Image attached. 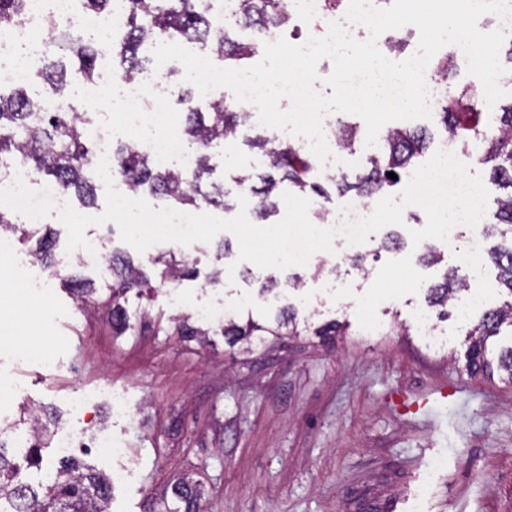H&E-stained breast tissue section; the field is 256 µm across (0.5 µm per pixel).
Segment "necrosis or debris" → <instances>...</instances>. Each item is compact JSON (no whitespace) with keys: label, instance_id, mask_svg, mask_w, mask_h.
I'll list each match as a JSON object with an SVG mask.
<instances>
[{"label":"necrosis or debris","instance_id":"4bbe7bcc","mask_svg":"<svg viewBox=\"0 0 512 512\" xmlns=\"http://www.w3.org/2000/svg\"><path fill=\"white\" fill-rule=\"evenodd\" d=\"M349 0L331 5L329 0H314L309 9L289 8V21L296 41L327 34L332 21L342 19ZM54 20L58 26L79 31L101 40L116 38L120 32L119 20L103 23L100 17L89 14L82 0H28L24 14L15 22L0 26V90L29 83L43 59L53 54L57 39L49 32L46 22ZM173 91L167 87L163 75L150 77L133 75L119 77L116 86L105 85L98 80L81 88V104L101 114L119 110L127 129L135 131L138 140L152 154L154 161L162 165H174L183 174H191L195 158L188 153L179 136L160 137L157 126L166 124L170 112ZM455 255V268L462 271L467 290L457 303L459 317L473 314L483 305V295L478 282L483 272L484 256L488 239L483 227L461 234L452 229L447 244ZM11 261L12 284L26 294L42 297V309H49V292L43 289L34 265L22 255L13 236L0 235V259Z\"/></svg>","mask_w":512,"mask_h":512}]
</instances>
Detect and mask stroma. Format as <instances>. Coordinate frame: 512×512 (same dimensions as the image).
Segmentation results:
<instances>
[{
  "mask_svg": "<svg viewBox=\"0 0 512 512\" xmlns=\"http://www.w3.org/2000/svg\"><path fill=\"white\" fill-rule=\"evenodd\" d=\"M262 131L247 121L210 151L209 179L229 203L243 192L239 170L264 173L247 144ZM104 249L156 282L121 298L128 329L120 336L111 273L60 260V276L48 279L55 315L46 325L24 320L33 304L14 295L0 262V374L19 384L0 426L28 436L35 417L50 416L76 434L75 456L120 475L110 512H162L186 476L200 481L204 512H512V386L467 370L459 319L433 318L446 334L441 343L418 331L425 289L442 273L423 266L418 249L384 251L361 268L349 262L337 275L327 255L289 267L300 280L289 295L299 318L347 322L344 335L269 336L247 350L228 343L221 322L197 315L224 303L258 321L271 312L273 297L258 293L267 272L239 261L232 233L141 254L115 231ZM169 253L190 274L157 283V259ZM76 279L92 282V304L74 294ZM364 305L379 330L360 319ZM183 317L195 335L179 334ZM30 343L57 370L12 355L11 346ZM106 384L127 412L102 399L86 415L70 413L72 397ZM101 427L125 445L124 456L91 448Z\"/></svg>",
  "mask_w": 512,
  "mask_h": 512,
  "instance_id": "obj_1",
  "label": "stroma"
}]
</instances>
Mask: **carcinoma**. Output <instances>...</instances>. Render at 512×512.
<instances>
[{
	"mask_svg": "<svg viewBox=\"0 0 512 512\" xmlns=\"http://www.w3.org/2000/svg\"><path fill=\"white\" fill-rule=\"evenodd\" d=\"M26 0H0V26L11 23L24 11ZM86 11L101 16L112 15L113 0H83ZM240 20L248 27L282 26L288 23L285 0H241ZM125 31L117 45L94 47L83 38L70 33L67 43L58 45L60 54L41 67L36 77L48 85L52 93L61 92L67 82L68 69L80 74L82 81L94 78L98 57L107 54L119 60L122 75L137 73L141 60L140 47L154 36H164L173 30L188 41L211 43L213 51L226 61L240 62L256 52L255 45L242 43L224 30L214 29L207 14L196 0H127L121 16ZM445 134L457 138L460 146L472 152L477 163L490 167V179L507 193L496 199L495 223L485 225V232L497 240L488 251V258L498 269L499 283L508 299L499 307L487 310L479 323L468 333L470 336L469 367L473 372H503L501 380L512 385V347L503 349L497 362L488 359L490 338L500 334L502 327L512 328V101L502 111L489 113L479 108L475 95L448 89L442 100V111L436 113ZM247 113L230 112L220 106L212 111L186 113L181 131L183 141L197 157V166L189 177L172 169H160L149 160L146 150L138 144L123 145L113 152L112 172L127 179L132 188L140 192L149 189L175 201L184 208H194L205 202L224 209L231 205L224 200V187L207 182L210 175V157L207 150L215 141L237 137L245 125ZM89 118L80 112H56L33 97L27 90L17 87L9 92L0 91V155L7 153L20 158L29 170L54 180L65 191L71 189L85 198H93L92 184L85 177L89 168L92 147L85 139L83 129ZM340 146L353 150L360 142L359 132L352 124L340 127ZM384 150L367 158L365 172L351 183L345 174L325 178L342 195L353 191L358 197L381 196L400 183V177L412 166L430 144L424 129L390 130L385 135ZM250 147L262 151L261 157L268 173L262 186L251 185L252 174L244 170L237 182L248 188L255 198L254 211L264 220L278 210L283 192L313 191L326 194L316 181L312 158L300 147L276 139L272 135H258L249 142ZM393 172V180L387 173ZM54 245L52 234L37 237L33 255L47 264ZM112 327L126 328V310L119 296L134 289L150 287L149 280L128 260L112 256ZM299 287V280L288 277L281 280L270 275L261 285V291L272 293L281 284ZM466 289L463 276L454 268H445L441 280L427 288V301L439 309V315L448 316L458 294ZM262 331L276 338L280 336H340L344 329L338 322L319 328L299 325L288 305L280 307L274 319L261 326L252 318L240 323L235 311L224 314V336L238 342L255 332ZM34 442L26 454L28 466L41 468V449L50 443L48 424L35 420ZM0 427V512H107L110 479L93 472L85 463L71 457L59 462L55 472L34 485L20 478V466L6 455V442ZM198 485L182 481L172 491L176 503L185 504L184 512H194Z\"/></svg>",
	"mask_w": 512,
	"mask_h": 512,
	"instance_id": "cac0c4a2",
	"label": "carcinoma"
}]
</instances>
